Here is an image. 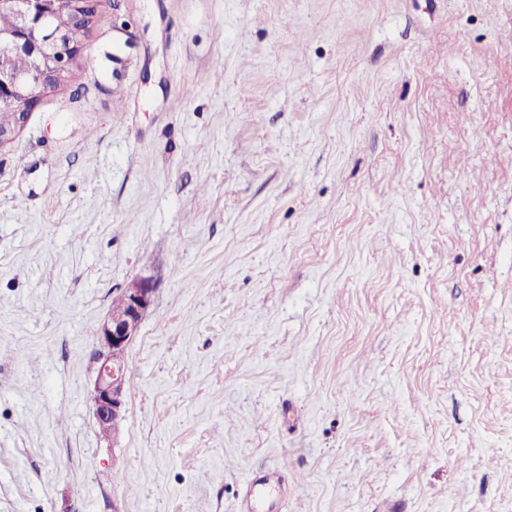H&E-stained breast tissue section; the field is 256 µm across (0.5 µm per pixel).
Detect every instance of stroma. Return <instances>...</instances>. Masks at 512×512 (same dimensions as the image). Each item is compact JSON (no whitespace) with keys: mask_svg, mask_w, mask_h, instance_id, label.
<instances>
[{"mask_svg":"<svg viewBox=\"0 0 512 512\" xmlns=\"http://www.w3.org/2000/svg\"><path fill=\"white\" fill-rule=\"evenodd\" d=\"M95 7L0 149V512H512V0ZM157 280L140 276L121 289L124 304L119 311L120 295L112 299V308L96 330L98 363L91 390L92 408L97 423L102 428L124 418L128 400L127 351L138 336L143 318L153 309ZM108 429H100L107 436Z\"/></svg>","mask_w":512,"mask_h":512,"instance_id":"1","label":"stroma"}]
</instances>
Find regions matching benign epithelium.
<instances>
[{"label":"benign epithelium","instance_id":"7a95c632","mask_svg":"<svg viewBox=\"0 0 512 512\" xmlns=\"http://www.w3.org/2000/svg\"><path fill=\"white\" fill-rule=\"evenodd\" d=\"M59 0H0V10L14 12L15 25L0 33V104L11 103L18 108V121L11 128H0V147L11 143L27 124L30 111L43 97L56 88L71 65L81 55V42L65 36L50 23ZM94 0H70V26L80 32L93 23ZM28 57L33 68L14 74L8 68V57ZM157 280L140 276L121 289L124 304L118 311H108L96 330L98 363L91 390L92 408L102 428L124 418L128 400L127 351L138 336L143 318L153 309Z\"/></svg>","mask_w":512,"mask_h":512}]
</instances>
